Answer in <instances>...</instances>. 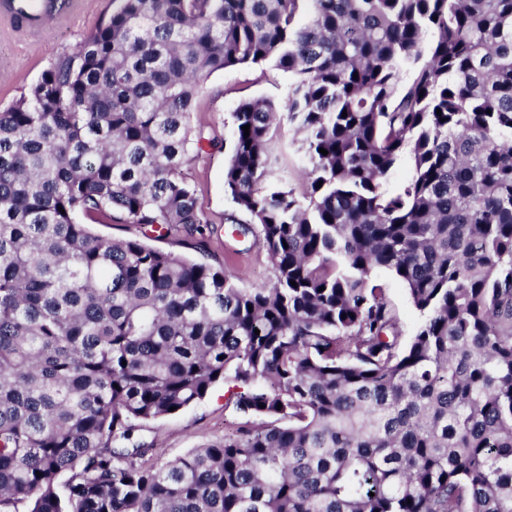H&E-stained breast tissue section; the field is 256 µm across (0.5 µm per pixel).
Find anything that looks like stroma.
<instances>
[{
	"label": "stroma",
	"instance_id": "stroma-1",
	"mask_svg": "<svg viewBox=\"0 0 512 512\" xmlns=\"http://www.w3.org/2000/svg\"><path fill=\"white\" fill-rule=\"evenodd\" d=\"M112 0H86L82 17L51 26L32 41L18 38L8 29L0 28V108L8 107L27 92L60 53L73 49L82 41L92 24L108 18ZM292 81L288 73L272 65L236 66L214 73L207 81L204 93L198 98L192 114L194 127L218 136L222 146L193 160L183 169L195 188L199 202L210 224L204 235L185 240L171 232L159 235L144 231L136 224H98L94 230L104 237H132L164 250L215 266L234 269L240 276L239 285L251 288L268 281L272 263L267 252L256 241L254 233H229L225 216L236 208L224 189V166L234 141L233 113L245 99L267 97L282 101ZM307 160L299 142L293 141L291 131L281 129L279 167L281 176L292 187L305 186L304 170ZM385 289L389 302L396 310L403 336H412L419 322L403 283L387 271L376 275ZM224 385L215 386L195 405L155 422L143 424L136 431L138 439L154 443L153 464L161 465L191 449L223 438L240 421L226 405Z\"/></svg>",
	"mask_w": 512,
	"mask_h": 512
}]
</instances>
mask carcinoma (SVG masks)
Returning <instances> with one entry per match:
<instances>
[{
  "instance_id": "obj_1",
  "label": "carcinoma",
  "mask_w": 512,
  "mask_h": 512,
  "mask_svg": "<svg viewBox=\"0 0 512 512\" xmlns=\"http://www.w3.org/2000/svg\"><path fill=\"white\" fill-rule=\"evenodd\" d=\"M266 63L288 95L239 103L224 186L268 282L78 221L203 233L183 168L219 141L191 112ZM220 383L240 426L150 464L137 423ZM24 503L512 512V0H112L0 110V512ZM292 131H288V121L285 119L281 126L279 141L280 175L288 185L303 189L305 187L304 170L307 160L301 144L292 141ZM375 277L386 288L387 298L399 316L402 336L409 338L416 330L419 314L413 307L405 286L398 278L387 271H379Z\"/></svg>"
}]
</instances>
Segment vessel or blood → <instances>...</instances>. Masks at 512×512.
Wrapping results in <instances>:
<instances>
[{"label":"vessel or blood","mask_w":512,"mask_h":512,"mask_svg":"<svg viewBox=\"0 0 512 512\" xmlns=\"http://www.w3.org/2000/svg\"><path fill=\"white\" fill-rule=\"evenodd\" d=\"M79 10L78 0H0V18L29 39L40 37L47 28Z\"/></svg>","instance_id":"vessel-or-blood-1"}]
</instances>
